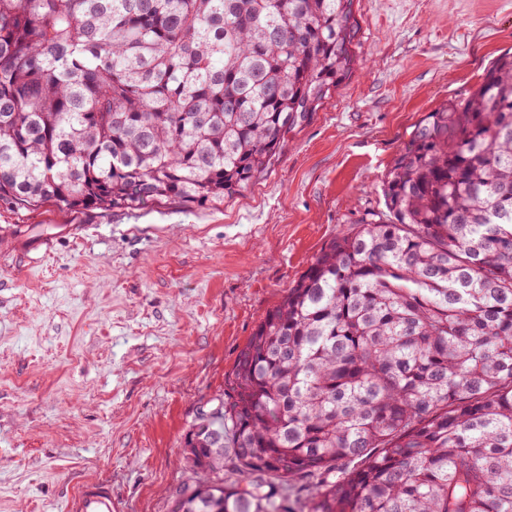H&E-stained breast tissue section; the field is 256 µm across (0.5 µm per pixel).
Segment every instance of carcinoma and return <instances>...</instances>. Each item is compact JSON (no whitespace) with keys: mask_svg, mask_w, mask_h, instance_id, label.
Instances as JSON below:
<instances>
[{"mask_svg":"<svg viewBox=\"0 0 512 512\" xmlns=\"http://www.w3.org/2000/svg\"><path fill=\"white\" fill-rule=\"evenodd\" d=\"M355 29L352 0H0V198L222 204L350 73ZM383 196L191 422L171 512H512L511 54L420 120Z\"/></svg>","mask_w":512,"mask_h":512,"instance_id":"1","label":"carcinoma"}]
</instances>
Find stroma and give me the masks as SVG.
<instances>
[{
    "mask_svg": "<svg viewBox=\"0 0 512 512\" xmlns=\"http://www.w3.org/2000/svg\"><path fill=\"white\" fill-rule=\"evenodd\" d=\"M350 74L241 195L205 208L0 198V512L89 480L170 512L184 434L315 256L384 208L414 127L512 52V0H353Z\"/></svg>",
    "mask_w": 512,
    "mask_h": 512,
    "instance_id": "1",
    "label": "stroma"
}]
</instances>
